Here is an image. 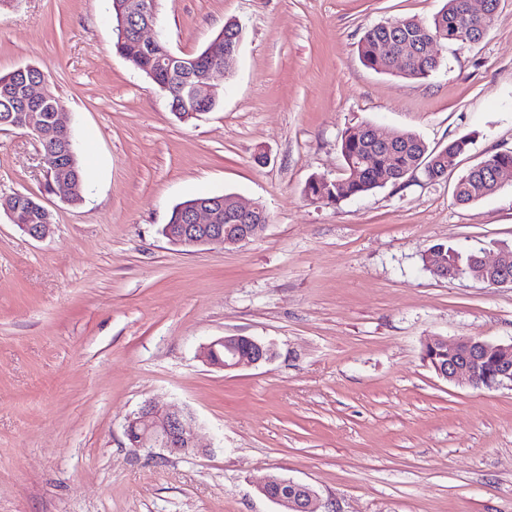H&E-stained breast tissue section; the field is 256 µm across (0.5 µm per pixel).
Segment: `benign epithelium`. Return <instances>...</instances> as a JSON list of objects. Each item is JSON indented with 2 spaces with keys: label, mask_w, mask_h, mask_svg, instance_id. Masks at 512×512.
<instances>
[{
  "label": "benign epithelium",
  "mask_w": 512,
  "mask_h": 512,
  "mask_svg": "<svg viewBox=\"0 0 512 512\" xmlns=\"http://www.w3.org/2000/svg\"><path fill=\"white\" fill-rule=\"evenodd\" d=\"M480 8L473 7V0H466L468 15L477 22L480 32H485L484 20L489 16V0H479ZM128 12L140 15L144 22L128 31V26L120 25V37L131 34L150 49L160 46L159 37L148 33L158 26L157 0H128ZM241 41L225 38L219 33L204 51L195 65L182 76V97L197 106L192 112L176 110L183 120L197 118L209 111V106L219 100L217 88L212 84L217 73H228L234 69L235 56L239 53ZM0 90L15 101L16 111L0 114V125L23 131L39 139L40 144L66 145L65 136L69 128L62 103L52 104L51 112L39 108L52 98L48 81H32L19 84L12 76L0 80ZM48 189L60 196L62 202L74 204L77 188L69 177L61 171H47ZM29 195L21 192L0 199L11 223L18 225L35 239H42L49 233L51 213L40 209L42 223H27L28 216L22 205ZM186 223L167 224L163 234L174 245L197 247L208 244L235 246L247 243L258 237L269 223L268 214L260 205L245 206L235 203L234 209L224 213V198L189 203L182 206ZM229 223H224V220ZM428 267L438 278H455L463 275L459 269L446 266L431 250ZM469 277L483 282L492 288L512 286V270L503 257L492 263L478 259V269L470 271ZM224 349V359L214 358L217 349ZM448 349V362H433L437 375L448 382H467L473 386L512 388V342L491 345L475 337H462L452 342L436 337L425 344V349L437 352ZM275 357L274 348L252 337L242 335L223 336L204 348L207 364L233 370L247 365L269 362ZM192 413L178 408L160 409L147 402L130 417L125 427L126 437L135 448H159L171 455H206L210 449L197 444ZM259 491L267 499L281 505L286 512H312L314 492L306 485L286 477L272 475L261 485Z\"/></svg>",
  "instance_id": "7a95c632"
}]
</instances>
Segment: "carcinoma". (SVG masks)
I'll return each instance as SVG.
<instances>
[{"instance_id":"cac0c4a2","label":"carcinoma","mask_w":512,"mask_h":512,"mask_svg":"<svg viewBox=\"0 0 512 512\" xmlns=\"http://www.w3.org/2000/svg\"><path fill=\"white\" fill-rule=\"evenodd\" d=\"M467 25L465 0H445L442 8L429 19L398 18L367 28L359 41V54L368 68L390 73L392 68L387 53L398 45L410 43L419 47L434 39L446 43L448 34L453 32L460 35ZM115 47L127 62L149 80L167 87L165 96L169 107L183 106L176 74L162 69L158 56L145 53L131 36L116 39ZM433 73L427 61L418 55L400 75L410 79H426ZM469 144L470 139L462 136L441 148L431 149L420 136L407 132H395L389 136L388 142L379 143L369 134V126L351 127L342 133L340 144L347 177L337 183L314 178L306 184L305 194L313 199L338 203L388 184L395 185L417 171L430 181L444 173L467 150ZM42 151L46 169L65 168L78 190L84 191L85 178L77 154L68 156L58 145L44 146ZM361 155L367 158V163L354 172L351 165L357 163ZM483 164L481 170H471L458 180L454 190L458 203L471 204L493 193L494 173L501 169L512 170V151L491 153L485 157ZM432 250L448 265L463 271L476 265V258L479 257L477 252L464 254L443 243L433 245Z\"/></svg>"}]
</instances>
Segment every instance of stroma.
Returning <instances> with one entry per match:
<instances>
[{
    "instance_id": "35a3bbf8",
    "label": "stroma",
    "mask_w": 512,
    "mask_h": 512,
    "mask_svg": "<svg viewBox=\"0 0 512 512\" xmlns=\"http://www.w3.org/2000/svg\"><path fill=\"white\" fill-rule=\"evenodd\" d=\"M442 0H159L180 56L242 27L215 109L188 121L115 50L108 0H0V73L51 74L85 169L82 203L44 190L41 145L0 129V198L38 197L46 239L0 209V512H281L258 486H309L319 512H512V389L440 379L429 339L512 341V287L440 279L433 244L512 248V185L457 204L458 179L512 151V0L486 36L438 45L412 80L367 68L371 25L430 18ZM404 130L472 144L437 181L329 204L312 178L345 175L342 132ZM229 194L264 233L196 249L163 235L172 208ZM275 358L223 370L225 335ZM190 411L208 455L131 447L145 402Z\"/></svg>"
}]
</instances>
